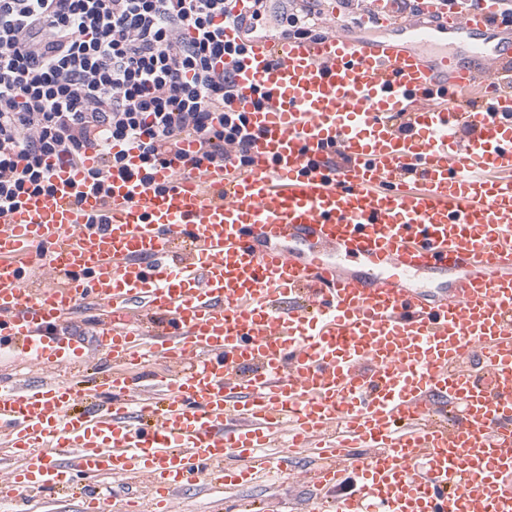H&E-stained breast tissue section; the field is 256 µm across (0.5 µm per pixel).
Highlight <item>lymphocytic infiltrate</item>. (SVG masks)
Listing matches in <instances>:
<instances>
[{"label":"lymphocytic infiltrate","instance_id":"f902f5d3","mask_svg":"<svg viewBox=\"0 0 512 512\" xmlns=\"http://www.w3.org/2000/svg\"><path fill=\"white\" fill-rule=\"evenodd\" d=\"M317 0L285 14L280 37L317 39ZM249 15L233 0H0V224L24 196L50 191L46 160L99 157L92 187L107 193L112 173L128 171L139 152V181L180 158L190 139L193 167L244 168L253 159L245 113L232 111L241 88L217 68L242 52L221 25L246 38L268 37L265 0Z\"/></svg>","mask_w":512,"mask_h":512}]
</instances>
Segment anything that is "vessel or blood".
<instances>
[{
  "label": "vessel or blood",
  "instance_id": "vessel-or-blood-1",
  "mask_svg": "<svg viewBox=\"0 0 512 512\" xmlns=\"http://www.w3.org/2000/svg\"><path fill=\"white\" fill-rule=\"evenodd\" d=\"M412 3L467 57L422 55ZM373 6L393 40L221 57L252 166L116 174L104 199L98 159L53 161L52 191L0 225V350L37 372L0 384V500L104 512L90 480L109 476L141 512V478L174 512L311 448L318 512H512V0Z\"/></svg>",
  "mask_w": 512,
  "mask_h": 512
}]
</instances>
